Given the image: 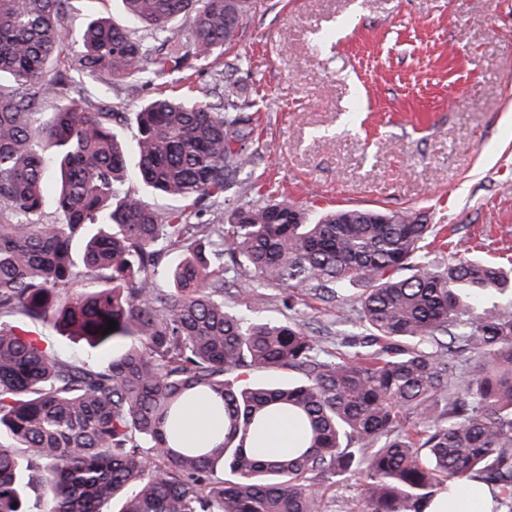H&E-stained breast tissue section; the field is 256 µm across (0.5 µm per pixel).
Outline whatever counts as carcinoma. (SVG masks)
Here are the masks:
<instances>
[{
  "mask_svg": "<svg viewBox=\"0 0 512 512\" xmlns=\"http://www.w3.org/2000/svg\"><path fill=\"white\" fill-rule=\"evenodd\" d=\"M70 2L0 0V512H26L31 486L43 512H323L319 484L357 474L368 512H426L474 478L512 512V266L443 255L457 244L406 209H224L251 163L238 59L192 84L237 39L246 0H124L143 34L107 17L74 30ZM72 71L187 84L135 112L134 170L112 131L126 116L75 93ZM132 180L178 206L155 208ZM229 274L243 291L285 288L289 311L296 291L348 305L360 332L332 352L301 322L249 318L224 301ZM43 323L123 352L62 357ZM269 368L300 379H228ZM198 399L214 428L196 444L181 419ZM283 416L300 439L267 458L252 442Z\"/></svg>",
  "mask_w": 512,
  "mask_h": 512,
  "instance_id": "carcinoma-1",
  "label": "carcinoma"
}]
</instances>
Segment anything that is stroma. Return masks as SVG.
Here are the masks:
<instances>
[{
    "mask_svg": "<svg viewBox=\"0 0 512 512\" xmlns=\"http://www.w3.org/2000/svg\"><path fill=\"white\" fill-rule=\"evenodd\" d=\"M229 53L258 106L244 199L411 209L512 257V0H248ZM82 90L133 112L160 88ZM349 315L297 298L317 335ZM363 484L324 483L325 512H365Z\"/></svg>",
    "mask_w": 512,
    "mask_h": 512,
    "instance_id": "obj_1",
    "label": "stroma"
}]
</instances>
